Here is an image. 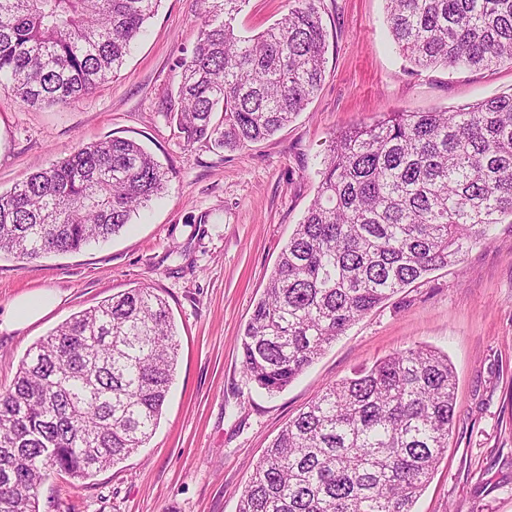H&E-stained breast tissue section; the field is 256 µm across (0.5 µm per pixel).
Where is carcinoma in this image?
<instances>
[{"mask_svg": "<svg viewBox=\"0 0 512 512\" xmlns=\"http://www.w3.org/2000/svg\"><path fill=\"white\" fill-rule=\"evenodd\" d=\"M160 0H0V86L30 107L92 94ZM170 101L188 143L233 148L302 112L324 76L319 0L244 36V0H206ZM421 68L512 63V0H386ZM169 171L137 142L84 144L0 194V253L77 252L119 233ZM512 217V94L453 111L389 112L335 136L316 198L241 337L242 365L280 391L353 323L454 265ZM167 301L148 287L74 314L32 345L0 392V512H38L53 476L86 479L155 431L176 370ZM448 355L416 346L324 387L266 449L238 512H413L455 419Z\"/></svg>", "mask_w": 512, "mask_h": 512, "instance_id": "obj_1", "label": "carcinoma"}]
</instances>
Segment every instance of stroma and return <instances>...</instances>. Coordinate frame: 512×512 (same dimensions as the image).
Segmentation results:
<instances>
[{"label":"stroma","mask_w":512,"mask_h":512,"mask_svg":"<svg viewBox=\"0 0 512 512\" xmlns=\"http://www.w3.org/2000/svg\"><path fill=\"white\" fill-rule=\"evenodd\" d=\"M325 74L303 112L236 149L180 138L166 109L205 19L203 0H161L121 70L54 110L0 89V192L81 144L141 143L171 171L166 192L119 235L80 251L22 261L0 255V310L51 291L57 307L0 332V387L29 347L74 313L148 287L170 306L178 362L151 439L131 457L38 493L39 512H237L266 448L326 384L391 353L427 345L456 374V425L415 512H512V223L458 264L426 275L352 324L282 391L245 375L241 330L283 246L317 194L334 134L387 112L451 110L512 93L496 70L415 67L396 49L384 0H320ZM287 0H245L244 35L278 22Z\"/></svg>","instance_id":"1"}]
</instances>
